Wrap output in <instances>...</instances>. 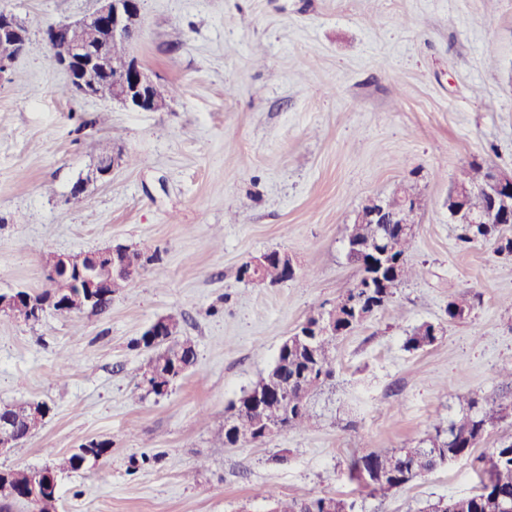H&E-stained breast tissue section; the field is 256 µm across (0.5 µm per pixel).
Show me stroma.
Returning a JSON list of instances; mask_svg holds the SVG:
<instances>
[{"label": "stroma", "instance_id": "stroma-1", "mask_svg": "<svg viewBox=\"0 0 512 512\" xmlns=\"http://www.w3.org/2000/svg\"><path fill=\"white\" fill-rule=\"evenodd\" d=\"M95 0H0L31 30L0 78V291L45 285L47 253L126 245L141 274L101 313H0V405L47 402L44 425L0 469L41 468L106 441L64 475L57 512H267L331 492L354 512H424L474 491V456L512 437V417L473 456L386 497L352 480V457L411 447L461 395L503 396L512 370V256L462 248L448 191L472 160L512 175V0H142L132 52L168 91L159 112L63 93L46 24ZM111 142L138 165L72 192ZM420 194L410 259L421 269L336 344L335 374L308 398L307 426L219 448L225 411L282 341L359 277L346 228L369 198ZM288 253L275 286L240 266ZM464 302L463 318L448 302ZM173 315L194 369L157 397L139 389L135 341ZM442 325L431 346L406 340ZM75 364L58 379L63 357Z\"/></svg>", "mask_w": 512, "mask_h": 512}]
</instances>
